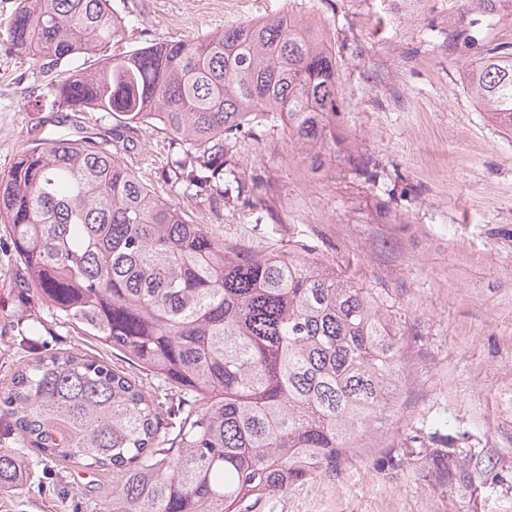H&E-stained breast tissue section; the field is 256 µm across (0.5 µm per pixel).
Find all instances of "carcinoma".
<instances>
[{
    "label": "carcinoma",
    "mask_w": 512,
    "mask_h": 512,
    "mask_svg": "<svg viewBox=\"0 0 512 512\" xmlns=\"http://www.w3.org/2000/svg\"><path fill=\"white\" fill-rule=\"evenodd\" d=\"M448 46L476 40L471 15L512 0H458ZM125 28L111 0H20L7 44L49 79L63 112L159 125L183 145L187 188L212 208L232 192L231 143L255 112L286 127L312 171L345 152L335 54L293 12L194 41L155 42L76 68ZM464 83L512 132V45L483 52ZM373 181L378 164L357 160ZM23 284L79 333L176 389L163 414L141 381L87 355L52 352L0 388V418L50 461L112 472L104 512H246L382 435L406 358L390 318L310 246L258 252L214 238L160 200L106 137H46L0 176ZM484 466L506 454L448 457ZM23 461L0 447V490Z\"/></svg>",
    "instance_id": "carcinoma-1"
}]
</instances>
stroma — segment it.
I'll use <instances>...</instances> for the list:
<instances>
[{
    "label": "stroma",
    "instance_id": "1",
    "mask_svg": "<svg viewBox=\"0 0 512 512\" xmlns=\"http://www.w3.org/2000/svg\"><path fill=\"white\" fill-rule=\"evenodd\" d=\"M19 0H0V175L41 130L92 136L117 121L78 113L64 124L46 78L6 47ZM125 20L118 54L149 41H189L288 10L312 22L340 65L336 128L386 175L365 181L347 159L313 172L284 125L251 115L234 147L237 200L214 213L175 166L181 147L157 127L132 135L124 163L190 223L256 251L294 244L377 300L399 332L407 369L374 447L341 461L251 512H512V491L468 485L437 460L448 445L497 456L512 447L501 386L512 374V135L493 125L461 75L480 51L512 44V18L480 21L470 48L442 44L455 0H111ZM0 223V386L22 357L64 349L121 370V356L81 336L27 297ZM39 322L36 340L28 324ZM22 486L0 492V512H101L108 472L44 460L21 449Z\"/></svg>",
    "mask_w": 512,
    "mask_h": 512
}]
</instances>
